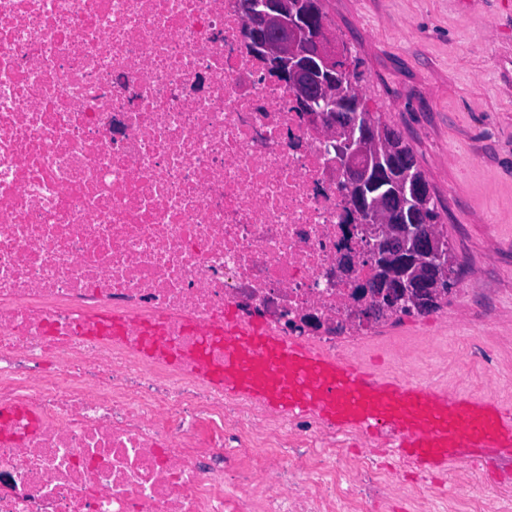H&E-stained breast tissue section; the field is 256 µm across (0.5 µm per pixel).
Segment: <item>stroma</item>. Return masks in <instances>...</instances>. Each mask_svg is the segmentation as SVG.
<instances>
[{
	"instance_id": "stroma-1",
	"label": "stroma",
	"mask_w": 512,
	"mask_h": 512,
	"mask_svg": "<svg viewBox=\"0 0 512 512\" xmlns=\"http://www.w3.org/2000/svg\"><path fill=\"white\" fill-rule=\"evenodd\" d=\"M324 11L374 116L432 185L458 260L446 302L378 333L409 352L441 337L453 351L432 367L460 379L448 396L469 394L484 374L460 351L466 337L512 365V11L499 0H324Z\"/></svg>"
}]
</instances>
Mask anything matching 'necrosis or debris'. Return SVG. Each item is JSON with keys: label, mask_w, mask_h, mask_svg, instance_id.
<instances>
[{"label": "necrosis or debris", "mask_w": 512, "mask_h": 512, "mask_svg": "<svg viewBox=\"0 0 512 512\" xmlns=\"http://www.w3.org/2000/svg\"><path fill=\"white\" fill-rule=\"evenodd\" d=\"M238 3L0 0V512H512L202 378L225 324L352 363L373 337L336 164Z\"/></svg>", "instance_id": "1"}]
</instances>
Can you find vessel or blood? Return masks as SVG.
Wrapping results in <instances>:
<instances>
[{"instance_id": "vessel-or-blood-1", "label": "vessel or blood", "mask_w": 512, "mask_h": 512, "mask_svg": "<svg viewBox=\"0 0 512 512\" xmlns=\"http://www.w3.org/2000/svg\"><path fill=\"white\" fill-rule=\"evenodd\" d=\"M198 356L214 385L268 408L314 412L342 430L388 432L392 453L422 472L441 470L463 448L485 468L512 450V414L489 400L451 399L414 382L381 379L263 327L210 330L199 340Z\"/></svg>"}]
</instances>
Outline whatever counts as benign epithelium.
<instances>
[{"label":"benign epithelium","instance_id":"benign-epithelium-1","mask_svg":"<svg viewBox=\"0 0 512 512\" xmlns=\"http://www.w3.org/2000/svg\"><path fill=\"white\" fill-rule=\"evenodd\" d=\"M240 9L249 43L268 69L287 75L295 107L328 131L352 210L376 219L356 226L377 273L358 285L372 298L371 317L432 311L455 288L457 267L432 219V187L410 176L399 131L363 113L356 87L336 89V71L352 70L351 54L328 25L323 0H240Z\"/></svg>","mask_w":512,"mask_h":512}]
</instances>
